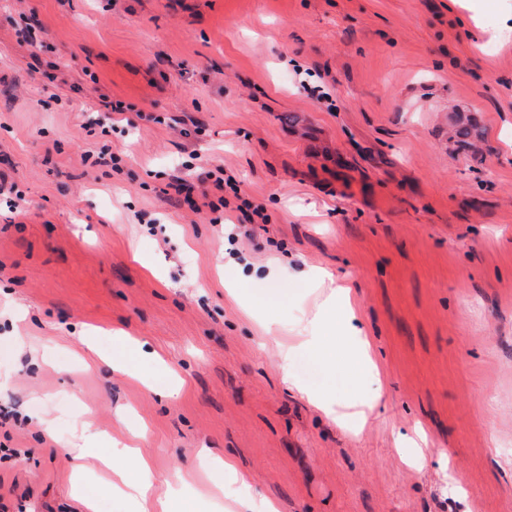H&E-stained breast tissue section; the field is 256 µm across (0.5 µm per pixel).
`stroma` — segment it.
Listing matches in <instances>:
<instances>
[{
    "mask_svg": "<svg viewBox=\"0 0 512 512\" xmlns=\"http://www.w3.org/2000/svg\"><path fill=\"white\" fill-rule=\"evenodd\" d=\"M104 148L119 171L94 164ZM200 166L238 198L193 213L171 181ZM242 198L265 219L231 245ZM318 268L350 286L380 369L356 433L297 391L350 402L347 351L332 371L297 352L282 376L243 309L296 335ZM117 329L161 364L105 366ZM85 419L141 448L157 493L186 474L175 512H213L217 458L278 512H512V0H0L7 512L111 495L91 457L75 484ZM415 425L422 468L396 445Z\"/></svg>",
    "mask_w": 512,
    "mask_h": 512,
    "instance_id": "obj_1",
    "label": "stroma"
}]
</instances>
